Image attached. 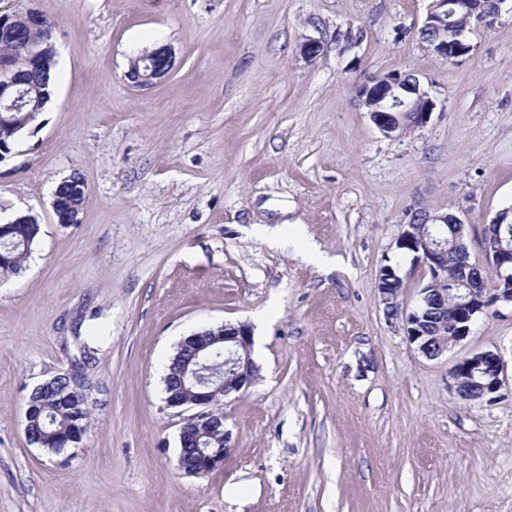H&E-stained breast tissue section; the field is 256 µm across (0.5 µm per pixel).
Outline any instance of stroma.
Instances as JSON below:
<instances>
[{
	"label": "stroma",
	"instance_id": "obj_1",
	"mask_svg": "<svg viewBox=\"0 0 512 512\" xmlns=\"http://www.w3.org/2000/svg\"><path fill=\"white\" fill-rule=\"evenodd\" d=\"M429 0H0L54 22L55 92L0 160V215L31 211L36 251L0 280V512H512V310L487 311L430 360L377 289L411 209L452 212L480 253L512 208V0L469 54L418 31ZM319 41L305 59V38ZM163 45L147 89L130 57ZM409 71L434 100L385 137L356 98L365 74ZM85 183L75 224L52 193ZM253 326L256 382L224 401L221 467L177 469L163 401L178 342ZM91 347L92 429L29 445L31 390ZM500 352L491 402L450 371ZM174 66V54L170 47H162L150 53L132 57L125 77L134 87L146 89L166 77Z\"/></svg>",
	"mask_w": 512,
	"mask_h": 512
}]
</instances>
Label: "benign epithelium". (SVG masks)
<instances>
[{"label":"benign epithelium","instance_id":"obj_1","mask_svg":"<svg viewBox=\"0 0 512 512\" xmlns=\"http://www.w3.org/2000/svg\"><path fill=\"white\" fill-rule=\"evenodd\" d=\"M498 8L478 16L477 26L468 30H456L451 19L459 14L473 13L475 0H431L421 31L427 33L430 44L445 62L454 61L471 49L472 36L479 26L491 27L501 12L500 5L506 0H496ZM14 14L0 12V41L13 43L15 50L0 57V111L18 112L20 116L8 120L9 132L13 133L26 124L34 123L42 109L40 83L36 75L44 60L55 59L53 44L47 46L32 43V38L42 33L49 35L50 17L39 10H26L24 26L13 25ZM174 66L171 48L162 47L150 53H142L129 60L125 77L137 88L146 89L166 77ZM357 98L365 108L372 123L387 138L397 139L406 133L404 122L424 126L430 119L436 104L421 88L420 81L409 71H388L372 74L357 85ZM65 188L55 189L51 206L59 224H76L79 221L84 186L80 181L65 180ZM438 225L448 228L442 236L434 232ZM466 224L457 215L417 208L410 212V219L401 225L396 246L407 247L414 252L413 261L426 271L418 288L417 303L396 308L406 281L389 267H381L377 288L388 320H396L402 326L410 344L427 359H440L464 341L471 333L475 319L496 307H512V239L494 236L483 244L482 257L473 256L467 244ZM493 270L498 284L490 288L482 276L472 274L474 269ZM452 275L459 287L458 312L450 323L436 324V335L448 340L427 337L422 324L427 319L426 309L435 298H444L440 285L447 275ZM195 361L186 368L188 384L199 387L197 398L184 400L176 393L165 396L166 406L187 413L181 428L195 426L200 435L217 431L223 440L216 446L206 441L198 447L195 467L179 470L186 475L210 472L224 464L230 449V432L225 429L224 416L209 409L217 394L226 397L249 388L255 380L258 368L253 360V333L243 322L224 324L194 334ZM219 344L224 349L226 377L220 385L212 387L198 379V369L207 368L212 356L211 348ZM455 391L470 397L473 402L491 401L505 384V363L497 351L487 350L470 353L456 361L451 371Z\"/></svg>","mask_w":512,"mask_h":512}]
</instances>
